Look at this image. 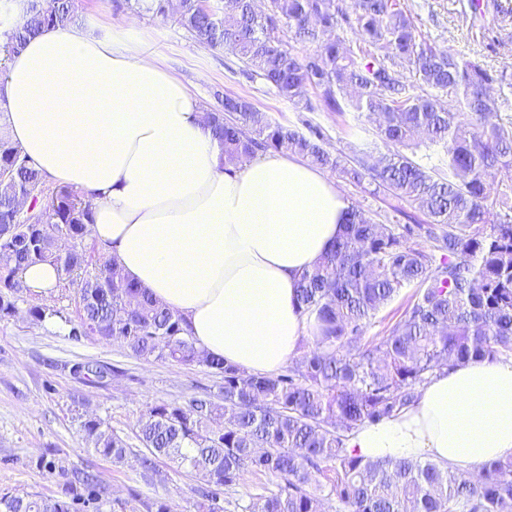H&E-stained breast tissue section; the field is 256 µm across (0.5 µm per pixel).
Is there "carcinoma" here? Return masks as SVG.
I'll use <instances>...</instances> for the list:
<instances>
[{
    "label": "carcinoma",
    "instance_id": "1",
    "mask_svg": "<svg viewBox=\"0 0 512 512\" xmlns=\"http://www.w3.org/2000/svg\"><path fill=\"white\" fill-rule=\"evenodd\" d=\"M164 0L128 8L168 17ZM78 0H0V53L6 62L39 32L74 22ZM285 21L311 53L281 47ZM177 24L199 44L231 53L301 111L350 112L360 127L376 121L347 154L325 140L269 121L242 96L224 95L205 125L234 162L285 149L369 194L388 192L422 212V224H384L351 206L344 233L301 274L297 304L315 316V346L277 376H255L196 346L184 318L123 277L114 258H94L84 244L91 200L68 186L50 187L35 163L0 134V319L28 293L20 273L49 262L59 288L76 290V318L30 308L34 321L57 317L74 339L123 344L144 361L204 366L217 391L185 403L163 401L138 420L147 454L201 473L230 490L244 471L272 475L258 502L227 501L233 512H512V456L481 464L471 477L431 459H367L347 447L367 423L412 406L418 390L444 367L512 359V122L492 116L509 104L492 86L512 89V71L495 74L420 39L415 17L397 0H227L205 10L180 0ZM359 35L353 49L332 38ZM320 90L318 105L306 97ZM447 100H442V97ZM418 237L428 247L413 245ZM70 247L60 250L58 242ZM414 294L381 340L362 341L375 314L403 289ZM80 431L115 463L132 453L100 419ZM62 496L0 494V512H102L105 488L88 472L69 473Z\"/></svg>",
    "mask_w": 512,
    "mask_h": 512
}]
</instances>
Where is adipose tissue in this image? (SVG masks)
Returning a JSON list of instances; mask_svg holds the SVG:
<instances>
[{
    "mask_svg": "<svg viewBox=\"0 0 512 512\" xmlns=\"http://www.w3.org/2000/svg\"><path fill=\"white\" fill-rule=\"evenodd\" d=\"M0 107V131L91 197V237L185 318L197 346L271 376L313 338L297 279L342 233L350 200L287 153L227 162L199 100L132 23L46 29L0 71ZM347 445L463 472L512 455V360L433 375L412 407Z\"/></svg>",
    "mask_w": 512,
    "mask_h": 512,
    "instance_id": "ef3b65f1",
    "label": "adipose tissue"
}]
</instances>
